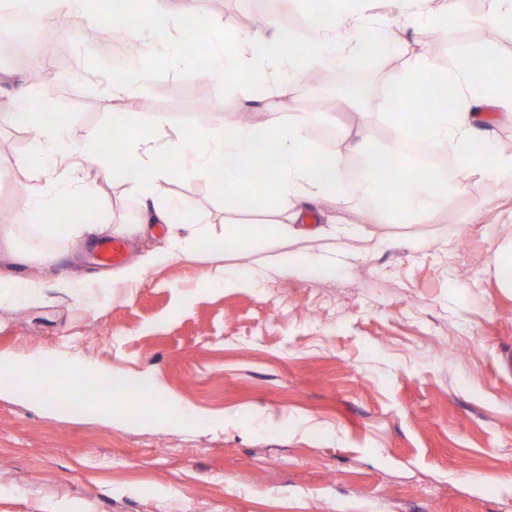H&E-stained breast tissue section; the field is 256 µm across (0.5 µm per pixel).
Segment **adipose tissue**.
<instances>
[{"instance_id":"adipose-tissue-1","label":"adipose tissue","mask_w":512,"mask_h":512,"mask_svg":"<svg viewBox=\"0 0 512 512\" xmlns=\"http://www.w3.org/2000/svg\"><path fill=\"white\" fill-rule=\"evenodd\" d=\"M34 18L53 16L64 19L73 10L83 12L85 23L91 27L108 26L113 32L133 38L144 48L143 59L110 76L112 91L125 94L135 85L148 81L151 71L146 57L162 48L175 49L179 36L188 29L202 26L204 20L190 6L188 0H153L152 9L145 14L131 15L129 11L106 6H91L90 0H29ZM211 44L207 55V71L221 79L228 92L243 88H267L280 97L293 91V74L303 68L335 67L359 63L369 46L382 42L395 44L393 33L383 32L379 21L372 17L351 14L341 0H310L303 33L283 27L277 14H270L266 30L240 35L222 26L210 28ZM6 120L19 127L36 131L28 153L18 159L22 167L51 169L57 161L78 157L95 170L94 180L81 182L75 188L54 192L40 203L27 209L26 219L35 220L39 229L52 230L61 211H82L96 193L97 180L110 179L116 171L130 175L144 199L154 200L161 182L168 177L167 169L158 162L152 146L143 136L148 118L142 113L116 112L112 115V129L117 137L111 154L101 150L100 139L92 135L82 141L73 140L66 122L57 114L35 109L29 104L27 91H18L14 106L6 113ZM366 193H381L378 212L393 220L406 223L434 206L448 200V172L446 169L423 170L409 164H399L390 171L374 167L363 173ZM156 217L167 224L171 257L191 259L207 253L221 257L256 242L266 243L271 249V262L279 267L305 265L306 259L278 249V240L285 231L272 224H228L223 235H215L201 216L186 218L177 202L154 208ZM44 364L30 363L13 355L0 352V392L17 391L25 387L29 398L38 404L54 403L58 392L67 388L71 379L80 378L89 385L84 393L86 404L92 405L104 417L118 413L138 418L136 407L123 405L129 390L119 386L112 397H101L97 388L112 384L108 369L92 364L76 363L55 369V385L45 388Z\"/></svg>"}]
</instances>
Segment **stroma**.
I'll list each match as a JSON object with an SVG mask.
<instances>
[{
    "instance_id": "stroma-1",
    "label": "stroma",
    "mask_w": 512,
    "mask_h": 512,
    "mask_svg": "<svg viewBox=\"0 0 512 512\" xmlns=\"http://www.w3.org/2000/svg\"><path fill=\"white\" fill-rule=\"evenodd\" d=\"M470 24L450 26L443 41L409 13L372 0L400 37V61L355 66L364 86L358 106L296 85L289 97L261 91L228 97L200 64L206 29L183 49L196 64L153 63L136 97L113 96L95 62L60 43L68 67L32 85L25 66L0 46V114L14 92L68 117L81 140L106 133L116 112L155 101L164 128L148 127L155 148L169 144L178 121L209 124L248 113L306 130L368 132L391 146L380 117L390 79L422 56L446 65L458 48L481 45L486 0H459ZM203 18L246 31L251 11L277 12L304 27L300 0H195ZM32 139L0 121V214L19 218L43 194L42 171L17 166ZM446 204L421 221L365 217L356 189L341 202L305 206L318 235L294 238L286 252L305 267H269L268 253L247 246L216 260L166 253L158 223L129 241L127 265L154 253L143 283L106 279L94 252L72 239L21 226L18 274L34 275L39 251L68 252L65 280L27 300L0 301V352L51 359L69 354L120 380H150L151 396L131 394L145 417L131 423L73 410L38 408L23 395L0 396V512H512V288L503 287L494 252L512 241V173L456 170ZM185 210L203 214L212 232L228 224L303 227L302 217L219 202L206 177H169L160 188ZM141 198L127 175L100 183L92 209L62 211V224H135ZM335 256L334 270L318 261ZM223 272L222 286L209 280ZM180 404V417L156 420L153 401ZM210 416L201 424V416Z\"/></svg>"
}]
</instances>
